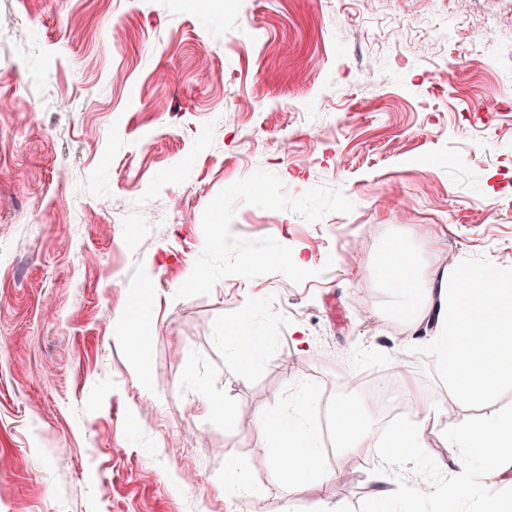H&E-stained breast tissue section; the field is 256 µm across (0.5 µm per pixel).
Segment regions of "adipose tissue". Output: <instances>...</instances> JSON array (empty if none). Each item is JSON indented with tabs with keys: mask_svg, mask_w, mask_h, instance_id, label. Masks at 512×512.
I'll return each mask as SVG.
<instances>
[{
	"mask_svg": "<svg viewBox=\"0 0 512 512\" xmlns=\"http://www.w3.org/2000/svg\"><path fill=\"white\" fill-rule=\"evenodd\" d=\"M408 266L407 280H390L405 297L412 318L435 315L434 339L440 370L460 400H480L502 385H512V282L482 281L466 263L422 275L410 241L393 242L382 273ZM253 428L272 478H325L317 435L303 413L261 409ZM465 453L490 469L512 467V413L482 424L464 422L448 435Z\"/></svg>",
	"mask_w": 512,
	"mask_h": 512,
	"instance_id": "obj_1",
	"label": "adipose tissue"
}]
</instances>
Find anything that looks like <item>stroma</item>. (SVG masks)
Returning <instances> with one entry per match:
<instances>
[{"label":"stroma","mask_w":512,"mask_h":512,"mask_svg":"<svg viewBox=\"0 0 512 512\" xmlns=\"http://www.w3.org/2000/svg\"><path fill=\"white\" fill-rule=\"evenodd\" d=\"M490 8L492 48L463 0H0V512H372L383 444L276 481L205 402L316 423L353 405L373 433L357 381L384 374L432 407L431 465H388L435 488L417 512L450 484L472 492L449 512H512V469L458 465L444 438L512 412V387L448 415L435 325L376 272L400 238L427 270L450 252L512 272V0ZM242 319L246 371L226 341Z\"/></svg>","instance_id":"obj_1"}]
</instances>
